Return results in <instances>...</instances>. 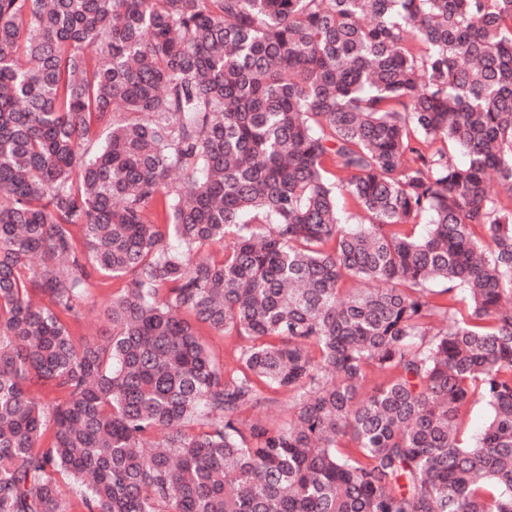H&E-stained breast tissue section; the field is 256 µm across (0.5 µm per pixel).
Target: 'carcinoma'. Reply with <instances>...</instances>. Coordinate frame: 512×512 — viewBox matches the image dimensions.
Instances as JSON below:
<instances>
[{
	"instance_id": "1",
	"label": "carcinoma",
	"mask_w": 512,
	"mask_h": 512,
	"mask_svg": "<svg viewBox=\"0 0 512 512\" xmlns=\"http://www.w3.org/2000/svg\"><path fill=\"white\" fill-rule=\"evenodd\" d=\"M0 512H512V0H0ZM124 285V280H92L90 293L81 315L77 321L73 320L70 329L76 339L105 328L104 309L112 298ZM203 339L211 355L221 364H232L241 340L236 336H224L209 330L203 332Z\"/></svg>"
}]
</instances>
